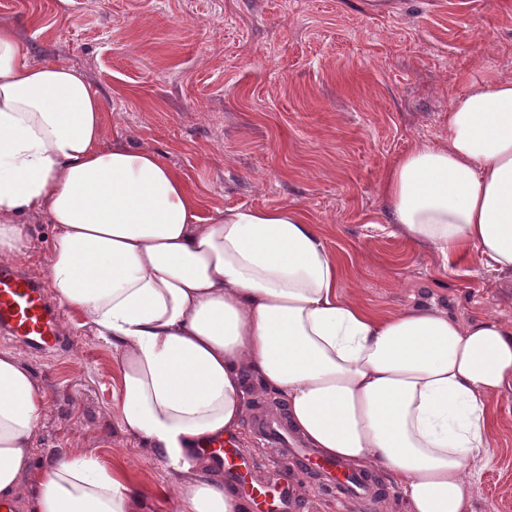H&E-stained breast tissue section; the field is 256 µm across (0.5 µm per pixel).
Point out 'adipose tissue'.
Segmentation results:
<instances>
[{
    "mask_svg": "<svg viewBox=\"0 0 512 512\" xmlns=\"http://www.w3.org/2000/svg\"><path fill=\"white\" fill-rule=\"evenodd\" d=\"M387 223L452 264L476 251L512 277V79L448 107V142L385 172ZM201 200L150 149L110 139L76 68L31 63L0 28V261L53 226L50 288L117 355L113 411L173 471L180 512H246L211 478L207 446L238 430L243 385L286 406L307 447L396 485L408 512H469L492 455L490 399L512 388V325L433 304L380 316L341 291L306 212ZM48 397L0 352V501L29 512H147L126 476L76 454L34 467Z\"/></svg>",
    "mask_w": 512,
    "mask_h": 512,
    "instance_id": "adipose-tissue-1",
    "label": "adipose tissue"
}]
</instances>
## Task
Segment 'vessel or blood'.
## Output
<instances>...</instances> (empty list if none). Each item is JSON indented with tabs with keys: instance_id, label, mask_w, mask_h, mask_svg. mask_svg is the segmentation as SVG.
<instances>
[{
	"instance_id": "b4317fda",
	"label": "vessel or blood",
	"mask_w": 512,
	"mask_h": 512,
	"mask_svg": "<svg viewBox=\"0 0 512 512\" xmlns=\"http://www.w3.org/2000/svg\"><path fill=\"white\" fill-rule=\"evenodd\" d=\"M0 331L27 341L38 350L54 349L61 343L58 324L50 315L34 277L3 264L0 265ZM327 468L350 499H361L369 487L363 476L346 469L341 462L328 463Z\"/></svg>"
}]
</instances>
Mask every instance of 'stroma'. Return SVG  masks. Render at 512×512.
Listing matches in <instances>:
<instances>
[{
    "instance_id": "stroma-1",
    "label": "stroma",
    "mask_w": 512,
    "mask_h": 512,
    "mask_svg": "<svg viewBox=\"0 0 512 512\" xmlns=\"http://www.w3.org/2000/svg\"><path fill=\"white\" fill-rule=\"evenodd\" d=\"M30 61L76 67L101 97L110 138L152 149L224 207L300 206L344 270L346 295L380 316L419 301L449 315L512 321V280L477 252L458 264L407 242L381 219L385 170L421 143L448 141V106L488 78H512V0H0ZM18 267L48 281L52 227L27 226ZM69 349L16 343L49 398L36 461L80 453L125 473L149 512H175L164 458L126 432L112 409L110 347L57 304ZM236 432L241 477L210 466L241 497L294 484L291 512H395L376 479L363 502L340 500L327 476L260 434L282 405L245 386ZM495 452L474 477L471 512H512V393L489 403Z\"/></svg>"
}]
</instances>
